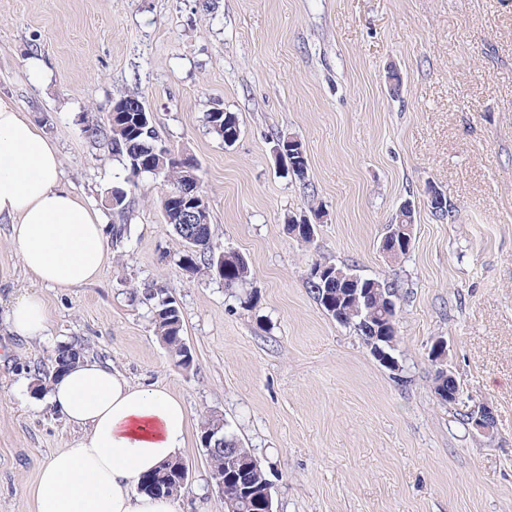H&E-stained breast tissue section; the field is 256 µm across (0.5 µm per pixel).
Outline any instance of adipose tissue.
Returning a JSON list of instances; mask_svg holds the SVG:
<instances>
[{
	"label": "adipose tissue",
	"mask_w": 512,
	"mask_h": 512,
	"mask_svg": "<svg viewBox=\"0 0 512 512\" xmlns=\"http://www.w3.org/2000/svg\"><path fill=\"white\" fill-rule=\"evenodd\" d=\"M25 270L38 281L71 288L97 278L108 259V229L63 184L59 151L12 98L0 95V222ZM49 314L34 295L5 313L10 333L36 339ZM47 401L77 435L51 456L31 490L35 512H178L174 498L137 490L141 476L178 458L186 446L182 400L135 385L84 357L50 384Z\"/></svg>",
	"instance_id": "adipose-tissue-1"
}]
</instances>
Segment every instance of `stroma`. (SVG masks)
Segmentation results:
<instances>
[{
    "instance_id": "35a3bbf8",
    "label": "stroma",
    "mask_w": 512,
    "mask_h": 512,
    "mask_svg": "<svg viewBox=\"0 0 512 512\" xmlns=\"http://www.w3.org/2000/svg\"><path fill=\"white\" fill-rule=\"evenodd\" d=\"M0 94L57 145L65 185L104 223L113 188L131 201L128 238L82 287L34 281L0 223V512H35L41 467L75 437L33 389L72 341L184 401L181 512H224L200 444L207 415L261 462L274 512H512V0H0ZM128 94L198 159L215 244L247 258L254 307L180 266L162 186L130 180L87 138ZM216 106L239 117L233 146L207 124ZM279 134L302 142L305 180L282 176ZM406 201L412 245L394 261L380 241ZM312 206L324 217L308 245L285 220ZM315 260L397 281L398 369L314 300ZM151 280L180 307L191 369L129 296ZM34 293L51 317L25 342L3 316ZM439 338L462 389L453 411L433 389ZM481 404L493 435L457 417Z\"/></svg>"
}]
</instances>
